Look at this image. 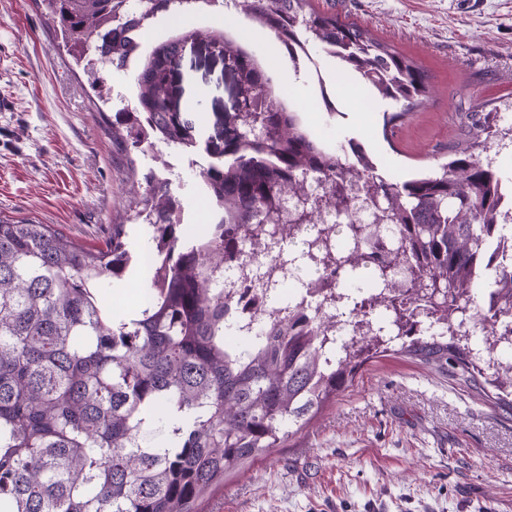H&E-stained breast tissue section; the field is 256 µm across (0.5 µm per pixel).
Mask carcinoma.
Instances as JSON below:
<instances>
[{
    "label": "carcinoma",
    "mask_w": 512,
    "mask_h": 512,
    "mask_svg": "<svg viewBox=\"0 0 512 512\" xmlns=\"http://www.w3.org/2000/svg\"><path fill=\"white\" fill-rule=\"evenodd\" d=\"M53 28L103 102L112 100L110 68L135 58L136 95L114 114L112 144L126 156L162 143L213 162L199 172L215 222L186 233L179 197L148 170L135 178L136 218L148 228L145 249L129 248L124 224L101 247L84 248L52 224L0 216V512H195L194 504L224 474L277 448L353 382L379 353L395 351L454 376L495 407L512 410V382L494 363L470 354V334L488 332L479 292L499 281L512 288V259L483 265L496 194L512 185L475 151L512 140L498 106L466 113L448 162L429 174L392 181L353 140L332 151L274 104L268 71L223 35L182 32L141 52V34L159 13L224 0H40ZM262 28L288 43L340 49L342 70L373 81L401 111L422 105L427 72L411 57L356 23L316 8L313 0H236ZM224 45L236 59L247 112H224L205 139L193 112H175L177 61L187 42ZM358 182L361 200L347 193ZM329 197L313 219L301 206L294 233L276 258L288 286L307 288L332 271L348 282L340 296L349 314L381 310L386 327L355 339L345 357L322 363L321 324L300 318L257 319L244 344L226 340L224 254L254 250L273 236L269 224L288 198L305 189ZM393 225V244L361 251L364 206ZM147 272L148 303L116 315L102 298L109 280L130 268ZM448 325L447 339L427 336Z\"/></svg>",
    "instance_id": "cac0c4a2"
}]
</instances>
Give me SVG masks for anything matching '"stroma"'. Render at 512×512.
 Here are the masks:
<instances>
[{
  "label": "stroma",
  "instance_id": "obj_1",
  "mask_svg": "<svg viewBox=\"0 0 512 512\" xmlns=\"http://www.w3.org/2000/svg\"><path fill=\"white\" fill-rule=\"evenodd\" d=\"M413 57L430 77L425 105L384 139L395 104L363 105L358 84L341 79L348 110L310 109L301 119L327 147L355 137L380 170L403 181L445 162L460 118L499 105L512 126V0H315ZM197 30L246 43L273 70L281 51L270 34L250 35L242 15L192 11ZM132 69L112 72L117 99L98 111L86 75L49 26L39 0H0V214L55 225L84 246H100L125 224L132 249L147 240L130 209L129 168H149L112 144L104 115L120 108ZM183 97L206 118L231 109L230 75L218 54L187 53ZM172 189L184 221L201 234L214 215L197 186L209 156L168 150ZM197 512H512V413L475 396L457 378L393 352L372 359L283 444L228 472L196 502Z\"/></svg>",
  "mask_w": 512,
  "mask_h": 512
}]
</instances>
